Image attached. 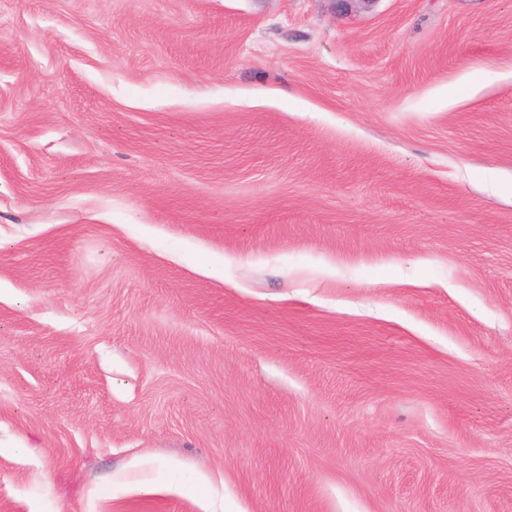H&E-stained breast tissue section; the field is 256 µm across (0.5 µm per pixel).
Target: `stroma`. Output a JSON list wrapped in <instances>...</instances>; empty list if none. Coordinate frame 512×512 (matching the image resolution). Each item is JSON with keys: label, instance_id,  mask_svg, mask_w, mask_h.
<instances>
[{"label": "stroma", "instance_id": "obj_1", "mask_svg": "<svg viewBox=\"0 0 512 512\" xmlns=\"http://www.w3.org/2000/svg\"><path fill=\"white\" fill-rule=\"evenodd\" d=\"M0 512H512V0H0Z\"/></svg>", "mask_w": 512, "mask_h": 512}]
</instances>
